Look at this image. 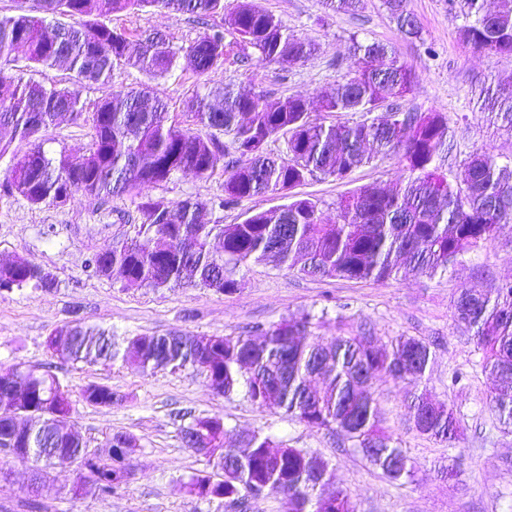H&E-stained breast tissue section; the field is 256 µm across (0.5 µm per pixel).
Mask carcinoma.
Wrapping results in <instances>:
<instances>
[{"label": "carcinoma", "instance_id": "obj_1", "mask_svg": "<svg viewBox=\"0 0 512 512\" xmlns=\"http://www.w3.org/2000/svg\"><path fill=\"white\" fill-rule=\"evenodd\" d=\"M363 0H325L333 12L357 13ZM467 12L460 40L477 52L512 56V0H499L486 11L480 0H464ZM388 13L409 38L421 28L407 13L404 0H383ZM158 8L196 15L224 13V0H32L31 13L0 18V60L21 48L36 66L64 65L74 73L70 87H50L0 70V85L12 87L0 97V127L12 138H0V158L9 154L6 188L33 205H62V197L93 196L109 200L141 186L167 181L177 172L209 177L223 144L216 132L232 136L235 151L249 158L224 169V199L232 206L265 193L288 198L279 212L262 210L240 224H212L209 204L196 198L170 201L149 197L141 203L146 222L134 235L93 255L95 273L114 283L149 288L180 285L231 293L238 282L234 269L273 262L293 268L305 260L307 275L355 281L385 282L401 275L433 276L448 270L458 256L492 243L502 224L512 222V163L480 151L464 161L460 176L448 182L438 164L448 140L444 112H401L393 109L369 118L387 102L411 94L416 86L412 67L382 44L354 42L358 56L351 76L321 93L326 112H361L365 118L347 124L323 125L310 119L302 97L273 101L224 84L222 107L200 94L187 102L190 123L168 122L167 105L141 90L113 95L91 113L87 152L50 156L39 140L61 112L83 116L79 85L108 81L114 70L132 64L151 78L172 71L178 59L165 39L153 46L145 37L142 52L131 59L126 34L89 16ZM72 20L67 42L57 40L56 26L46 16ZM225 24L243 48L287 72L316 54L315 44L288 30L272 14L242 3L227 14ZM224 35L216 31L198 38L186 55L200 74L224 60ZM484 105L505 128H512V92L489 89ZM288 135V157L272 155L270 140ZM26 148H12L13 139ZM401 154L408 178L389 193L361 188L338 202L336 220L319 203L292 190L319 174L343 179L374 155ZM56 279L43 268L17 256L0 263V292L26 287L50 289ZM456 320L473 332L482 351L483 372L497 385L491 401L498 415L512 422V283L481 290L464 288L453 301ZM249 335L128 336L115 347L112 333L80 322L55 327L47 347L52 356L77 363L88 358L110 362L120 357L142 373L181 370L205 373L211 389L229 397L247 388L259 408L283 411L307 426L340 433L391 481L413 476L407 453L380 426L371 384L378 376L417 385L432 360L431 344L400 336L390 347L374 344L366 334L338 336L325 346L311 333L310 316L284 319L263 333ZM83 400L110 407L122 400L112 387L89 384ZM24 409L27 418L0 417V452L32 464L33 473L58 464L62 455H82L85 443L58 419L71 415L69 390L53 375L17 363L0 368V407ZM204 447L213 449L214 473L196 475L185 491L201 500H233L265 491L282 495L286 512H355L351 495L325 492L328 463L304 448L276 442L259 433L233 435L222 418L189 415ZM417 432L456 447L459 420L450 405L421 393L409 406ZM123 458L88 459L72 487L75 497H107L132 475L130 455L135 436L111 435ZM30 448L25 457L20 449Z\"/></svg>", "mask_w": 512, "mask_h": 512}]
</instances>
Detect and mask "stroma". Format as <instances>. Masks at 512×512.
<instances>
[{"label": "stroma", "instance_id": "1", "mask_svg": "<svg viewBox=\"0 0 512 512\" xmlns=\"http://www.w3.org/2000/svg\"><path fill=\"white\" fill-rule=\"evenodd\" d=\"M255 6L281 19L298 38L315 43L318 54L282 72L256 51H243L225 35L223 63L205 75L187 59H179L167 76L148 80L138 68L124 66L111 80L80 89L84 115H62L42 134L49 154L80 153L91 141L89 113L102 99L149 84L166 102L169 119L186 123V102L231 81L268 99L301 96L311 103V120L326 125L353 121V112H326L319 94L343 81L356 66L354 41L394 46L415 70V90L398 100L400 110L448 115V143L440 164L455 177L474 151H487L500 162L512 160V132L498 129L482 110L487 88L512 90V57H489L464 45L458 35L463 22L457 0H406L421 28L410 40L400 32L382 0H364L358 14L326 11L322 0H254ZM107 22L124 31L131 45L159 33L173 48L187 47L213 28H223L221 15L199 17L156 8L115 14ZM6 74L46 86L68 85L70 71L28 63L23 52L0 61ZM215 161L212 176L179 172L168 181L113 197L109 202L82 196L65 206L32 205L0 187V262L22 255L49 269L54 288H23L0 294V364L15 363L50 371L70 391L71 423L88 448L106 452L115 432L134 434L139 446L131 456L135 475L128 487L105 499L75 498L69 488L77 468H53L40 492H31L30 469L0 453V512H236L227 503L188 495L190 477L210 472L202 455L182 438L180 415H216L238 434L261 432L274 440L305 448L326 461L330 489L348 491L356 512H512V423L500 421L489 402L495 382L482 372L471 331L453 315V299L461 289H490L512 282V223L503 225L488 246L459 257L434 276L396 277L382 283L341 278H312L271 264L237 268V290L217 293L199 287H126L101 279L88 259L127 238L133 225L144 223L140 204L162 196L172 201L197 197L214 201L224 195V168L237 160L230 136ZM408 176L398 154L375 157L349 179L310 176L298 195L317 200L326 213L356 189L387 190ZM312 317V332L322 341L368 330L380 346L400 336L432 344L433 363L420 386L378 378L374 396L382 426L405 448L414 473L404 483L389 481L341 435L291 420L278 410L253 405L245 389L231 397L215 394L205 376L191 368L143 374L122 360L72 364L54 358L46 338L58 325L77 320L108 329L116 338L135 335H220L251 333L301 314ZM90 383L111 386L122 403L109 407L87 404L82 388ZM453 406L461 426L455 449L412 428L408 405L416 390Z\"/></svg>", "mask_w": 512, "mask_h": 512}]
</instances>
